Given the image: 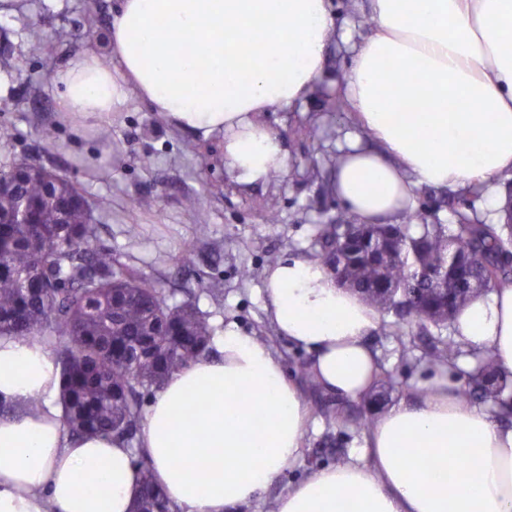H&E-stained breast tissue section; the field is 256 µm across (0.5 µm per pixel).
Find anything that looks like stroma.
Instances as JSON below:
<instances>
[{
    "mask_svg": "<svg viewBox=\"0 0 512 512\" xmlns=\"http://www.w3.org/2000/svg\"><path fill=\"white\" fill-rule=\"evenodd\" d=\"M119 0H14L11 12L0 15L5 45L30 57L31 67L16 75L0 61V125L13 138L0 142V167L25 160L64 175L87 199L105 196L112 209L95 214L99 240L120 254L140 274L160 280L175 300L192 299L218 330L233 328L248 336L270 337L271 348L286 372L309 362L307 352L276 335L263 306L264 272L273 260L314 257V236L320 224L335 223L343 207L333 192L334 164L347 134L357 132L351 110H337L342 76L351 61L352 46L361 44L373 28L372 0H331L338 34L333 37L318 91L292 110L272 109L264 122L279 136L288 157L286 173L250 185L239 183L224 162V137L203 138L171 124L137 95L99 122L56 110V72L72 57L94 52L107 55V23ZM97 9L101 24L94 33L82 26L85 7ZM41 25L47 42L32 48L27 31ZM112 128L110 142L96 135L99 124ZM53 126L56 139L46 145L40 136ZM317 166H310L308 157ZM203 198L195 211L187 197ZM277 198L279 209L269 215L265 204ZM414 209L429 223L455 226L461 213L481 219L486 204L481 195L417 189ZM140 227L137 243H129L125 228ZM208 225L199 234L198 225ZM214 277L224 281V297L212 300L204 290ZM394 312H383L371 343L380 353V376L390 377V404L409 401L429 365L430 337L414 335V349L402 353L394 336ZM312 424L305 439V456L292 464L277 485L262 496L267 504L302 481L313 468L345 461L362 444L352 428L328 427L312 393H305Z\"/></svg>",
    "mask_w": 512,
    "mask_h": 512,
    "instance_id": "1",
    "label": "stroma"
}]
</instances>
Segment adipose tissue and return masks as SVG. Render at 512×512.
I'll return each instance as SVG.
<instances>
[{
	"label": "adipose tissue",
	"instance_id": "1",
	"mask_svg": "<svg viewBox=\"0 0 512 512\" xmlns=\"http://www.w3.org/2000/svg\"><path fill=\"white\" fill-rule=\"evenodd\" d=\"M374 32L344 75L348 103L376 149L351 143L334 190L363 224H389L414 189L480 187L505 220L512 175V0H373ZM334 28L329 0H121L110 60L59 70L58 109L105 115L136 93L178 127L224 135L243 183L287 169L261 113L317 88ZM277 331L313 353L322 389L355 400L379 372L368 344L381 313L336 285L319 261L283 258L264 278ZM467 349L512 376V282L453 321ZM221 359L169 376L150 398L138 450L107 435L71 440L52 351L0 339V401L39 396V413L0 417V512H134L136 454L180 512H238L303 453L310 412L264 342L225 329ZM462 363L422 368L416 398L378 413L360 459L313 471L275 512H512V427L464 404Z\"/></svg>",
	"mask_w": 512,
	"mask_h": 512
}]
</instances>
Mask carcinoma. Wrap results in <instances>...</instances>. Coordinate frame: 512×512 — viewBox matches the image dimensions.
I'll use <instances>...</instances> for the list:
<instances>
[{
    "label": "carcinoma",
    "instance_id": "1",
    "mask_svg": "<svg viewBox=\"0 0 512 512\" xmlns=\"http://www.w3.org/2000/svg\"><path fill=\"white\" fill-rule=\"evenodd\" d=\"M0 172L12 179L0 191V337H22L53 350L61 370L59 405L69 436L111 435L132 446L140 431L145 396L169 374L213 352V330L194 303H170L159 283L120 262L98 242L92 210L111 211L107 197L86 205L83 196L59 173L41 167L38 176ZM36 223L18 224L21 203ZM347 218L319 224L316 257L340 285L360 291L373 306L410 307L394 335L403 339L409 323L421 331L442 330L450 315L465 307L473 293L467 281L490 290L512 281V221L481 224L458 214L453 233L427 224L408 211L400 224H357L345 241ZM458 352L447 339L432 337L430 357L452 362ZM306 388L320 397L328 425L366 430L375 409L336 408L322 397L308 366L298 367ZM459 390L461 401H490L508 419L512 407L503 398L512 378L489 356H475ZM142 489L137 512H178L155 484L151 466L138 456Z\"/></svg>",
    "mask_w": 512,
    "mask_h": 512
}]
</instances>
